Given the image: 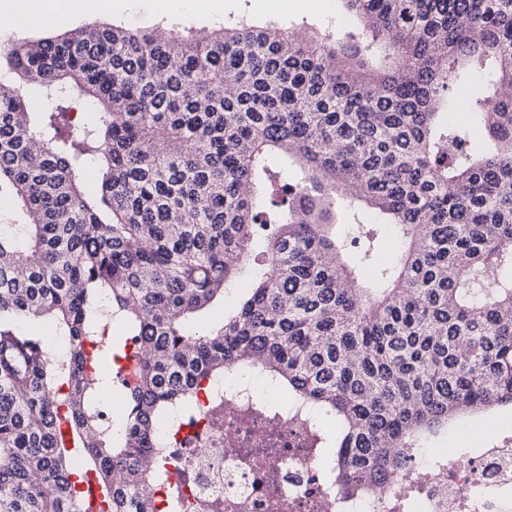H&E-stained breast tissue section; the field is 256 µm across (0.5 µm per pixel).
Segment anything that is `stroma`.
I'll list each match as a JSON object with an SVG mask.
<instances>
[{"instance_id":"35a3bbf8","label":"stroma","mask_w":512,"mask_h":512,"mask_svg":"<svg viewBox=\"0 0 512 512\" xmlns=\"http://www.w3.org/2000/svg\"><path fill=\"white\" fill-rule=\"evenodd\" d=\"M87 0H61L67 6L70 19L67 25L54 20H38L26 26L15 23L0 25V46L22 40H37L65 33L90 22L116 23L130 28L152 30L178 25L197 30L212 29L224 23L247 18L257 24L278 21L288 26L330 27L337 29L341 22L337 0H221L222 12L214 16L207 11L169 13L158 8L153 0H108L111 12L105 13L87 7ZM492 425L501 435L512 436V410L498 409L481 414L479 421L459 423L448 432L447 442L452 448H474L481 439V424Z\"/></svg>"}]
</instances>
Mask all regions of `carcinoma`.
Returning a JSON list of instances; mask_svg holds the SVG:
<instances>
[{
  "label": "carcinoma",
  "mask_w": 512,
  "mask_h": 512,
  "mask_svg": "<svg viewBox=\"0 0 512 512\" xmlns=\"http://www.w3.org/2000/svg\"><path fill=\"white\" fill-rule=\"evenodd\" d=\"M338 2L360 26L91 22L7 48L0 191L25 223L0 224V512H89L95 485L97 512H171L160 421L231 364L334 419L349 498L459 415L512 407V0ZM459 92L492 150L448 119ZM245 267L251 294L209 319Z\"/></svg>",
  "instance_id": "1"
}]
</instances>
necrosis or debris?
Masks as SVG:
<instances>
[{
  "label": "necrosis or debris",
  "instance_id": "4bbe7bcc",
  "mask_svg": "<svg viewBox=\"0 0 512 512\" xmlns=\"http://www.w3.org/2000/svg\"><path fill=\"white\" fill-rule=\"evenodd\" d=\"M268 390L260 373L227 368L210 399L161 427L177 435L168 469L179 512H512L511 437H486L464 463L438 449L431 467L349 499L327 463L322 423Z\"/></svg>",
  "mask_w": 512,
  "mask_h": 512
}]
</instances>
